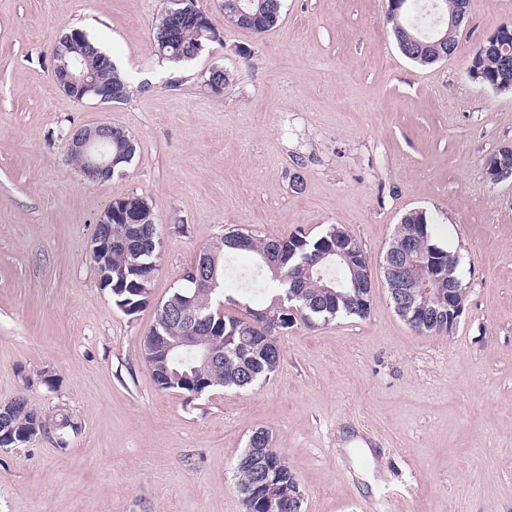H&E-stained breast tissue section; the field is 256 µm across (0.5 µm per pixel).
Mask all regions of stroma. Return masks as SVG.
I'll return each instance as SVG.
<instances>
[{
	"instance_id": "stroma-1",
	"label": "stroma",
	"mask_w": 512,
	"mask_h": 512,
	"mask_svg": "<svg viewBox=\"0 0 512 512\" xmlns=\"http://www.w3.org/2000/svg\"><path fill=\"white\" fill-rule=\"evenodd\" d=\"M222 2L196 0L223 42L173 67L154 54L162 0H0V403L22 396L79 425L63 448L51 435L0 448V512H244L235 463L258 427L303 512H512V178L484 171L512 145V92L468 74L512 0H470L456 51L428 66L399 51L388 0H283L261 35L225 23ZM67 26L121 66L128 101L59 89ZM215 66L235 74L220 98L202 81ZM103 121L138 149L95 184L65 143ZM133 193L153 206L162 259L151 304L129 316L90 243ZM417 208L460 260L447 335L412 331L380 274ZM332 224L375 275L366 317L297 322L252 389H158L141 344L203 247L233 225L282 239Z\"/></svg>"
}]
</instances>
